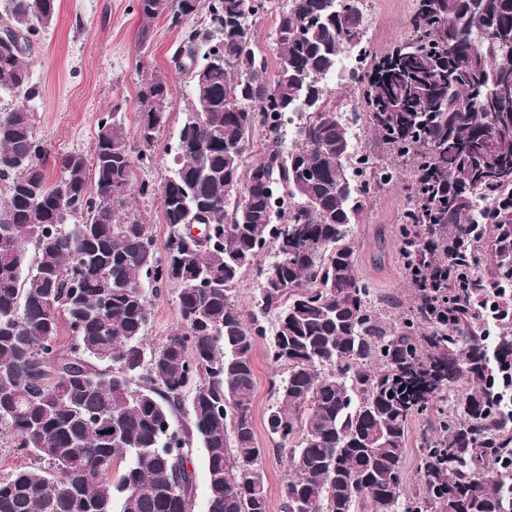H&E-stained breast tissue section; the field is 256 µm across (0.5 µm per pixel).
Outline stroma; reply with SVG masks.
Returning <instances> with one entry per match:
<instances>
[{
    "label": "stroma",
    "instance_id": "stroma-1",
    "mask_svg": "<svg viewBox=\"0 0 512 512\" xmlns=\"http://www.w3.org/2000/svg\"><path fill=\"white\" fill-rule=\"evenodd\" d=\"M413 0H364L369 23L365 39L377 53H385L406 34L405 20ZM142 21L136 0H60L56 22L31 52L30 72L42 91L35 107V133L46 149L45 166L56 177V159L69 151L90 152L97 124L108 113L121 118L130 142H137L140 103L138 91L151 75L161 74L173 84L167 101L169 122L160 141L146 160L135 161L129 197L156 244L167 235L160 191L174 166L175 142L191 99L187 76L179 75L173 62L182 27L162 16L151 25L149 43L139 41ZM153 192L141 195V185ZM406 175L380 191L353 225L350 242L356 269L370 286L384 313L390 318L404 316L413 302L399 241V220L408 202ZM151 317L146 332L148 344L165 341L178 326L180 316L176 292L164 286L151 298ZM255 398L251 410L259 447L265 454L261 469L265 475L269 512H281V488L287 476L286 453L274 449L266 418L275 402L271 389L281 367L272 363L265 341H257L252 352ZM431 414L410 417L406 429L404 486L414 493L420 484L419 442L431 431Z\"/></svg>",
    "mask_w": 512,
    "mask_h": 512
}]
</instances>
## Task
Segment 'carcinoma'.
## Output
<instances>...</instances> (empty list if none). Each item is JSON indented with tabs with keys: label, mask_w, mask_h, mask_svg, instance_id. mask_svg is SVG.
<instances>
[{
	"label": "carcinoma",
	"mask_w": 512,
	"mask_h": 512,
	"mask_svg": "<svg viewBox=\"0 0 512 512\" xmlns=\"http://www.w3.org/2000/svg\"><path fill=\"white\" fill-rule=\"evenodd\" d=\"M270 0H166L171 22L196 17L174 62L193 75L213 30L224 64L205 87L190 80L175 169L161 191L167 238L154 244L129 208L133 147L116 115L98 121L91 155L57 161L50 183L35 136L30 53L0 45V437L33 463L0 478V512H189L192 443L207 468L206 512H269L265 449L257 444L252 350L265 339L285 368L273 384L267 430L287 451L282 512H512V321L450 317L430 301L448 267L469 281L487 219L480 198L512 199V0H417L408 36L377 56L363 11L350 0H287L275 30L277 68L254 35ZM153 0H137L146 40ZM58 0H7L0 28L28 46L56 21ZM367 57L356 76L364 119L387 158L371 156L355 182L351 134L326 78L340 55ZM161 75L139 92V141L150 149L167 115ZM301 110L298 142L285 151L276 119ZM263 157L244 165L249 133ZM412 163L400 240L415 306L386 318L358 275L350 245L368 197L392 183L394 160ZM209 212L211 245L186 251L180 227ZM485 298L512 282V226L495 229ZM33 244L28 255L22 243ZM260 292L244 316L233 288L268 247ZM177 286L181 325L146 343L149 296ZM275 315L274 329L264 325ZM73 343L58 345L61 326ZM467 392L448 414V392ZM192 390L190 422L176 426ZM430 412L420 447V488L403 487L406 426Z\"/></svg>",
	"instance_id": "obj_1"
}]
</instances>
